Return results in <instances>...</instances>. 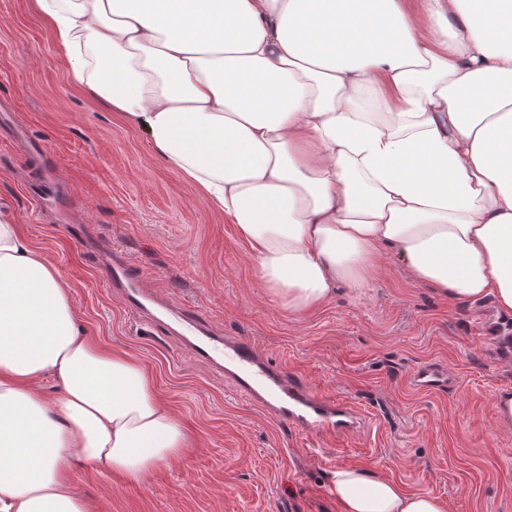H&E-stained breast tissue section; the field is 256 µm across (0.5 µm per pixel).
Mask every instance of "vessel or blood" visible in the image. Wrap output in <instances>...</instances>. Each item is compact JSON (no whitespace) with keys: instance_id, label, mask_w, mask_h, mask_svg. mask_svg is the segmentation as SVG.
I'll return each instance as SVG.
<instances>
[{"instance_id":"obj_1","label":"vessel or blood","mask_w":512,"mask_h":512,"mask_svg":"<svg viewBox=\"0 0 512 512\" xmlns=\"http://www.w3.org/2000/svg\"><path fill=\"white\" fill-rule=\"evenodd\" d=\"M99 262L112 288L121 292L132 311L149 315L162 311L166 331L179 336L197 360L224 375L234 391L260 404L273 419L309 434L334 436L358 422L350 403L296 383L286 371L273 367L249 338L219 333L199 312L159 304L143 278L134 275L132 259L120 247L101 245ZM411 383L421 390H444L450 384L448 370L437 363L420 365L412 372Z\"/></svg>"}]
</instances>
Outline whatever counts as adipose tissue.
I'll return each instance as SVG.
<instances>
[{
  "label": "adipose tissue",
  "mask_w": 512,
  "mask_h": 512,
  "mask_svg": "<svg viewBox=\"0 0 512 512\" xmlns=\"http://www.w3.org/2000/svg\"><path fill=\"white\" fill-rule=\"evenodd\" d=\"M74 86L144 130L294 313L396 251L512 314V0H33ZM53 378L57 394L43 383ZM190 438L129 355L83 336L59 269L0 210V512H90L84 464L140 485ZM339 512H448L360 466Z\"/></svg>",
  "instance_id": "1"
}]
</instances>
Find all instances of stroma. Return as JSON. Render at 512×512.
Returning <instances> with one entry per match:
<instances>
[{"instance_id": "35a3bbf8", "label": "stroma", "mask_w": 512, "mask_h": 512, "mask_svg": "<svg viewBox=\"0 0 512 512\" xmlns=\"http://www.w3.org/2000/svg\"><path fill=\"white\" fill-rule=\"evenodd\" d=\"M0 205L57 266L86 336L136 359L194 446L139 486L75 466L91 512H338L336 469L361 466L448 512H512V425L494 396L512 391V347L488 326H512L489 299L454 302L411 279L399 253L363 295L295 314L271 299L234 225L168 167L145 133L74 91L69 65L32 0H0ZM24 129L55 153L58 174L97 238L124 246L150 287L201 311L227 336H245L289 376L347 398L360 418L341 439L276 422L195 361L177 337L113 296L92 244L41 221L28 184L36 159L16 152ZM437 362L453 386L414 389L410 371Z\"/></svg>"}]
</instances>
